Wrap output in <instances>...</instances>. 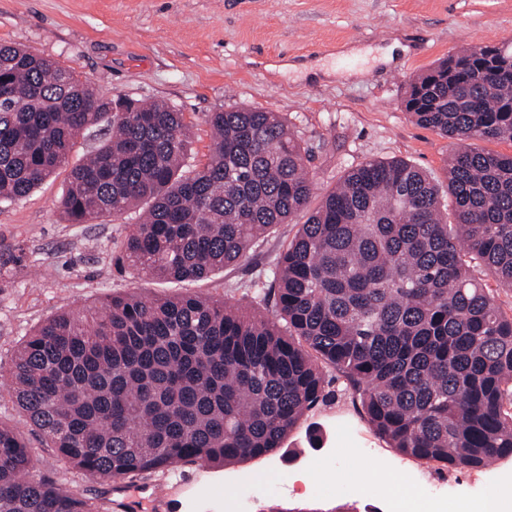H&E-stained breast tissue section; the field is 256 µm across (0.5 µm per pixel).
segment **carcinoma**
Here are the masks:
<instances>
[{
  "instance_id": "obj_1",
  "label": "carcinoma",
  "mask_w": 512,
  "mask_h": 512,
  "mask_svg": "<svg viewBox=\"0 0 512 512\" xmlns=\"http://www.w3.org/2000/svg\"><path fill=\"white\" fill-rule=\"evenodd\" d=\"M404 104L460 144L447 183L402 159L348 171L274 265L271 314L115 295L38 325L10 374L41 447L110 480L270 455L329 397V368L404 456L460 470L512 457V315L475 275L512 290V154L475 147L512 142V49L448 56ZM103 122L112 135L71 167L61 206L72 224L146 208L119 258L134 270L202 279L249 258L311 197L312 150L277 112L211 113L213 151L187 174L183 113L141 99L114 112L75 68L0 44L1 201L28 196ZM34 460L0 424V512H98Z\"/></svg>"
}]
</instances>
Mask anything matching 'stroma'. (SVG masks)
Listing matches in <instances>:
<instances>
[{"instance_id":"35a3bbf8","label":"stroma","mask_w":512,"mask_h":512,"mask_svg":"<svg viewBox=\"0 0 512 512\" xmlns=\"http://www.w3.org/2000/svg\"><path fill=\"white\" fill-rule=\"evenodd\" d=\"M395 43L403 52L379 61L380 49ZM0 44L74 67L101 97L165 100L191 127V168L213 148L209 113L241 106L280 113L313 150V211L370 160L405 159L445 180L451 141L405 111L406 84L460 49L512 48V0H0ZM68 174L61 168L26 198L0 201V423L25 435L31 427L12 398L9 369L41 322L123 294L259 307L254 282L269 281L303 222L298 216L276 226L254 259L204 279H158L118 263L139 211L68 223L60 207ZM331 391L272 455L184 465L131 483L89 477L46 448L37 449L36 468L93 499L100 512H387L371 493L380 478L443 503L512 487V458L440 471L380 438L345 379ZM348 443L349 455L342 451ZM336 470L349 479L332 482Z\"/></svg>"}]
</instances>
